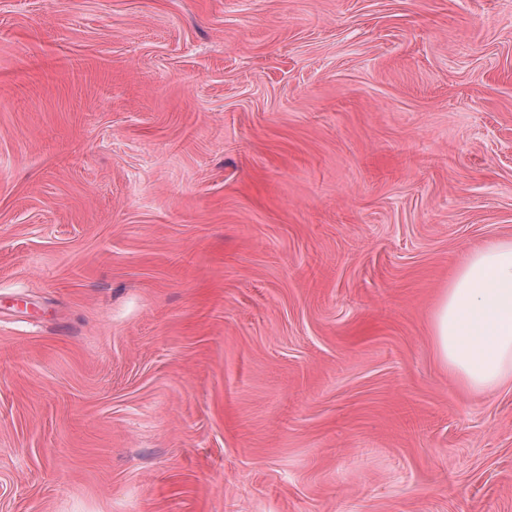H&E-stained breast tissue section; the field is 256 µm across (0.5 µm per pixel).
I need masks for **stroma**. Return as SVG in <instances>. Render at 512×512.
I'll list each match as a JSON object with an SVG mask.
<instances>
[{"label":"stroma","instance_id":"35a3bbf8","mask_svg":"<svg viewBox=\"0 0 512 512\" xmlns=\"http://www.w3.org/2000/svg\"><path fill=\"white\" fill-rule=\"evenodd\" d=\"M502 239L512 0H0V512H512ZM441 366L473 393L512 384V239L471 252L432 319Z\"/></svg>","mask_w":512,"mask_h":512}]
</instances>
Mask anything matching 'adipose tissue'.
Instances as JSON below:
<instances>
[{
	"label": "adipose tissue",
	"mask_w": 512,
	"mask_h": 512,
	"mask_svg": "<svg viewBox=\"0 0 512 512\" xmlns=\"http://www.w3.org/2000/svg\"><path fill=\"white\" fill-rule=\"evenodd\" d=\"M441 366L482 394L512 383V239L471 252L444 288L432 319Z\"/></svg>",
	"instance_id": "ef3b65f1"
}]
</instances>
